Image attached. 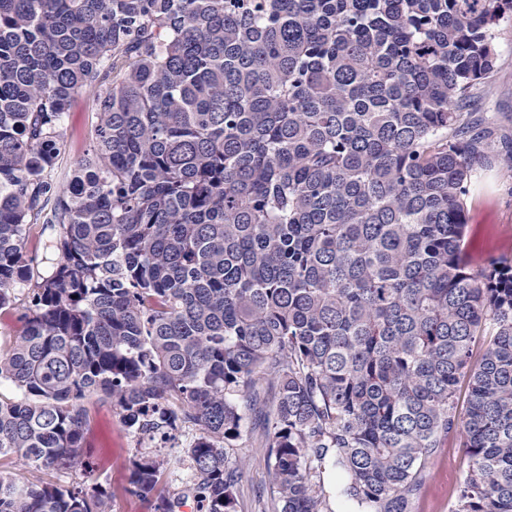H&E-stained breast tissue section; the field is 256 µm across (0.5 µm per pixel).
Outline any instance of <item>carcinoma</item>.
Listing matches in <instances>:
<instances>
[{
  "label": "carcinoma",
  "mask_w": 512,
  "mask_h": 512,
  "mask_svg": "<svg viewBox=\"0 0 512 512\" xmlns=\"http://www.w3.org/2000/svg\"><path fill=\"white\" fill-rule=\"evenodd\" d=\"M509 20L512 0H0V310L33 289L0 341V460L85 466L102 394L140 445L199 430L181 494L159 454L131 493L237 512L247 408L273 512H410L457 434L452 512H512V258L468 265L465 200L498 154L459 111ZM87 90L93 146L62 188ZM0 512L107 495L0 470ZM97 122V102L92 93H84L72 101L63 119L66 146L53 171L61 183H67L68 174L92 145Z\"/></svg>",
  "instance_id": "cac0c4a2"
}]
</instances>
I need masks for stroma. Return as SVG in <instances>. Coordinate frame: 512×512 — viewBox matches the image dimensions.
<instances>
[{
    "mask_svg": "<svg viewBox=\"0 0 512 512\" xmlns=\"http://www.w3.org/2000/svg\"><path fill=\"white\" fill-rule=\"evenodd\" d=\"M468 109L482 113L496 136L512 143V21L500 27L494 70L477 87ZM97 122V102L92 93L72 101L63 119L65 148L54 170L58 181H66L92 145ZM466 219L468 235L474 240V267H485L494 257H512V159L502 157L478 169L467 199ZM87 407L90 424L84 433L83 450L88 467L55 475V482L106 489L108 512H153L152 499L128 491L138 445L123 425L119 410L103 396L91 398ZM261 432L258 415L245 412L243 438L229 451V460L240 473L237 512H272V462L259 445ZM467 471L468 458L459 437H449L432 460L411 512H451Z\"/></svg>",
    "mask_w": 512,
    "mask_h": 512,
    "instance_id": "obj_1",
    "label": "stroma"
}]
</instances>
